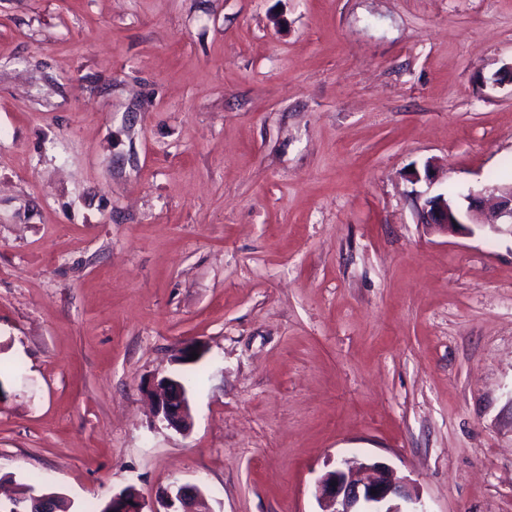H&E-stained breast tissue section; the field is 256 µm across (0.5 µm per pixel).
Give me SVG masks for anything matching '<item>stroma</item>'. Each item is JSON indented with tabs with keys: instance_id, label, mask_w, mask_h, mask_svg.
Segmentation results:
<instances>
[{
	"instance_id": "stroma-1",
	"label": "stroma",
	"mask_w": 512,
	"mask_h": 512,
	"mask_svg": "<svg viewBox=\"0 0 512 512\" xmlns=\"http://www.w3.org/2000/svg\"><path fill=\"white\" fill-rule=\"evenodd\" d=\"M509 65L512 0H0V493L512 512V237L422 222L512 186ZM157 394V413L168 426L177 431H186L191 424L187 391L175 378L163 376L153 384ZM345 464V460L338 462L317 483V498L326 507L322 512H425L405 511L395 502L411 499L385 463H363L356 469L345 468ZM201 490L194 485H180L162 489L158 493V503L163 510L151 512H202L196 509Z\"/></svg>"
}]
</instances>
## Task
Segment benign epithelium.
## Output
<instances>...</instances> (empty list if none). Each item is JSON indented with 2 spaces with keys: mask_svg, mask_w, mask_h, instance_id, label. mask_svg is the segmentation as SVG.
Instances as JSON below:
<instances>
[{
  "mask_svg": "<svg viewBox=\"0 0 512 512\" xmlns=\"http://www.w3.org/2000/svg\"><path fill=\"white\" fill-rule=\"evenodd\" d=\"M466 208L454 204L444 194L426 200L423 211L425 223L445 233L472 232V227L486 228L492 233L512 235V189H505L489 203L477 194L464 197ZM157 394V413L168 426L186 431L191 424L187 391L175 378L163 376L154 383ZM201 490L194 485L166 488L158 493L162 510L152 512H199L196 509ZM31 509L22 508L18 499L7 505L8 512H58L54 501L56 492L31 494ZM317 498L324 504L323 512H404L397 500H409L403 482L382 462L363 463L356 469L342 460L317 483ZM107 512H144L141 496L132 488L112 495Z\"/></svg>",
  "mask_w": 512,
  "mask_h": 512,
  "instance_id": "benign-epithelium-1",
  "label": "benign epithelium"
}]
</instances>
